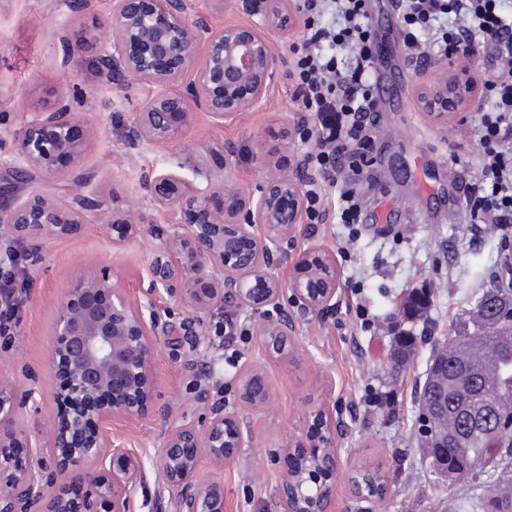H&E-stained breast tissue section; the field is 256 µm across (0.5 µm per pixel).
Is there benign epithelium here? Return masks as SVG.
I'll use <instances>...</instances> for the list:
<instances>
[{"mask_svg":"<svg viewBox=\"0 0 512 512\" xmlns=\"http://www.w3.org/2000/svg\"><path fill=\"white\" fill-rule=\"evenodd\" d=\"M288 0H257L261 21L273 25ZM115 33L102 46L99 67L107 80L148 82L155 94L132 122V134L151 143L178 141L199 112L217 122L234 120L258 106L278 76V56L258 23L214 29L207 17L191 14L187 0H112L109 15ZM427 79L416 86V100L438 117L467 112L480 89L468 68L457 59L416 65ZM191 79L179 89L186 74ZM77 115L66 96L24 120L14 137L24 167L57 173L61 158L76 159L84 143L75 134ZM148 196L165 211V223H149L143 231L159 240L150 263L146 304L133 306L112 284L110 276L80 274L60 300L54 327L50 367L67 386L56 395L58 423L44 442L27 444L31 451L23 468L15 449L22 446L17 427L22 414L40 411L34 386L0 382V512H69L63 494L54 492L55 474L64 472L86 488L83 512H134L137 489L146 475L137 454L112 444L110 421L134 418L147 395L148 372L157 355L159 314L151 309L161 292L178 295L187 304L182 326L191 329L200 317L226 305L261 312L279 307L285 292L270 272L271 246L301 231L303 201L294 179L269 177L259 197L229 191L212 182L193 187L182 176L153 173L145 184ZM100 204L80 198L66 206L33 197L0 214V237L41 257L47 241L78 232ZM115 244L133 234V224L117 207L106 219ZM224 276L217 279L214 268ZM336 268L317 254L301 262V273L289 288L302 308L328 309L336 295ZM295 327L288 318L263 330L269 353L282 355ZM320 433L308 444H289L282 454L285 478L275 491L276 512H333V486L339 473L336 426L318 417ZM420 423L427 451L443 452L457 441L448 432V409L439 402H420ZM244 447L237 416L224 404L212 408L203 422L183 420L170 428L159 454L167 486L176 493L175 512H224V489L197 480L202 460L222 465ZM323 459L316 484L321 493L307 494L302 463ZM380 474L352 477L354 512H377L388 485Z\"/></svg>","mask_w":512,"mask_h":512,"instance_id":"1","label":"benign epithelium"}]
</instances>
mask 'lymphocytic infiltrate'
Listing matches in <instances>:
<instances>
[{
    "mask_svg": "<svg viewBox=\"0 0 512 512\" xmlns=\"http://www.w3.org/2000/svg\"><path fill=\"white\" fill-rule=\"evenodd\" d=\"M366 0H300L306 39L293 46L296 67L291 75L294 99L314 116V149L303 159L305 169L322 182L341 185L340 219L360 221L357 178L366 163L368 132L378 111L372 61L374 37ZM404 43L411 58L473 55L483 43L497 66L485 82L492 111L481 119L480 184L469 197L476 223H512V22L500 11V0H400ZM338 25L324 23L326 13Z\"/></svg>",
    "mask_w": 512,
    "mask_h": 512,
    "instance_id": "1",
    "label": "lymphocytic infiltrate"
}]
</instances>
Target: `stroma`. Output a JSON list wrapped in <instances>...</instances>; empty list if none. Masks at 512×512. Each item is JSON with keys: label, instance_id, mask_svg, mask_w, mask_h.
<instances>
[{"label": "stroma", "instance_id": "35a3bbf8", "mask_svg": "<svg viewBox=\"0 0 512 512\" xmlns=\"http://www.w3.org/2000/svg\"><path fill=\"white\" fill-rule=\"evenodd\" d=\"M370 26L380 47L377 79L403 73L402 93L410 98L414 63L403 48L392 18L394 0H371ZM110 0H94L73 12L69 0H0V209L38 196L65 204L76 198L118 201L131 223L162 220L163 212L144 188L154 171L175 172L203 186L223 183L259 195L265 181L285 174L302 181L301 161L313 148L297 129L302 114L293 83L280 75L258 108L231 122L197 114L177 142L159 145L129 136L135 112L151 96V85L130 80L121 87L96 76L98 48L111 42ZM86 38L78 61L67 62V44ZM66 92L78 114L87 145L78 159L60 161L59 174L38 170L16 177L21 162L13 133L25 118ZM436 119L412 103L408 111L384 106L371 132L372 185L359 189L361 221H339L338 197L328 199L329 218L305 224L302 234L283 244L272 272L282 283L297 275L309 253L329 255L337 273L331 308L303 314L291 295L265 312L239 307L234 316L247 330L235 365L216 357L207 341H186L177 327L186 315L179 298L161 295L155 307L169 320L156 336L145 412L112 420V442L134 449L146 472L135 497V512H152L162 499L175 512L158 465L166 429L182 420H204L211 400L195 384L197 372L212 368L223 383L224 406L238 415L244 447L238 458L216 467L203 463L202 483L224 488V512H271L284 475L272 451L305 439L317 412L336 420L341 471L336 481V512L352 505L350 476L380 470L390 492L380 512H482L485 475L448 479L432 472L419 434L418 389L439 343L471 322L476 302L497 286L512 258V226L490 230L474 223L466 197L479 180L480 107ZM103 215L91 214L79 232L52 239L39 262L27 263L26 292L19 324L8 348L0 350V380L35 382L41 411L25 418L24 436L45 440L56 417L58 380L49 354L58 304L79 274L107 272L130 300L138 303L148 281L156 239L136 232L113 243ZM288 316L296 333L286 355L266 349L264 326ZM414 343L399 350L401 340ZM261 373L267 397L248 403L242 384Z\"/></svg>", "mask_w": 512, "mask_h": 512}]
</instances>
